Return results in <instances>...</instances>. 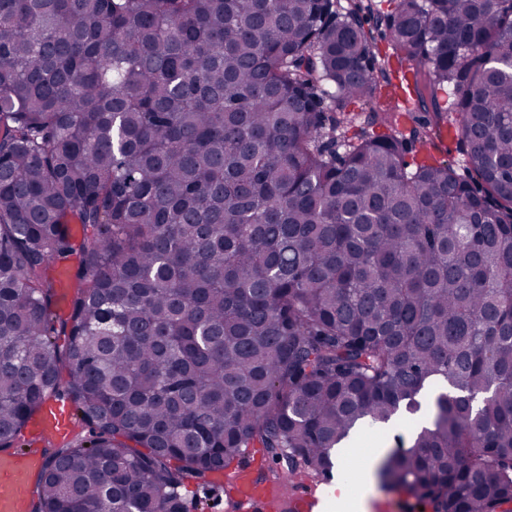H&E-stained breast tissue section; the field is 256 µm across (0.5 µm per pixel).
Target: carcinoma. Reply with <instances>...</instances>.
Wrapping results in <instances>:
<instances>
[{"mask_svg":"<svg viewBox=\"0 0 512 512\" xmlns=\"http://www.w3.org/2000/svg\"><path fill=\"white\" fill-rule=\"evenodd\" d=\"M388 2L0 0V449L81 424L30 512H180L248 448L314 479L435 379L381 486L512 512V0ZM395 60L424 115L353 121ZM443 121L463 173L407 159ZM80 257L78 252L69 255L65 260L57 262L50 269V275L56 280L61 279L64 283L76 285L75 275L79 268ZM75 425L74 414L68 406L56 402L47 403L30 422L31 435L40 438L52 433L58 438L67 436Z\"/></svg>","mask_w":512,"mask_h":512,"instance_id":"obj_1","label":"carcinoma"}]
</instances>
